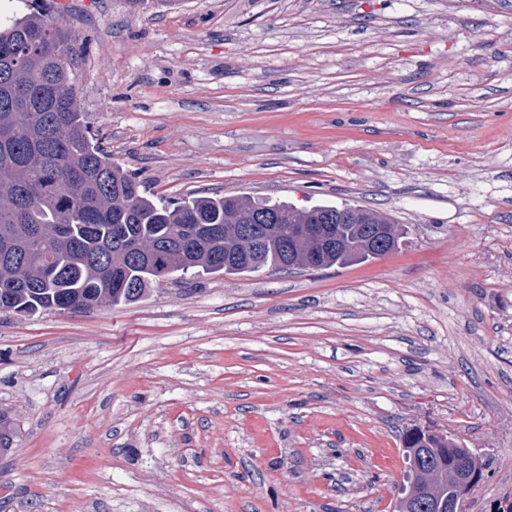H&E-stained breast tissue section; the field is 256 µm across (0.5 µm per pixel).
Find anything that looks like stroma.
Listing matches in <instances>:
<instances>
[{
	"mask_svg": "<svg viewBox=\"0 0 512 512\" xmlns=\"http://www.w3.org/2000/svg\"><path fill=\"white\" fill-rule=\"evenodd\" d=\"M93 139L172 202L388 214L362 264L0 311V512H391L401 434L512 503V0H47Z\"/></svg>",
	"mask_w": 512,
	"mask_h": 512,
	"instance_id": "stroma-1",
	"label": "stroma"
}]
</instances>
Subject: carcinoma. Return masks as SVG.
<instances>
[{"instance_id": "obj_1", "label": "carcinoma", "mask_w": 512, "mask_h": 512, "mask_svg": "<svg viewBox=\"0 0 512 512\" xmlns=\"http://www.w3.org/2000/svg\"><path fill=\"white\" fill-rule=\"evenodd\" d=\"M77 42L39 6L0 19V309L30 313L126 305L176 272L245 276L283 270L310 247H293L276 234L290 224L352 213L346 244L319 251L327 267L363 263L394 251L402 229L364 208L320 205L299 209L239 195L172 203L142 185L88 135L71 62ZM281 214L283 224L253 216ZM388 225L385 246L368 242L364 227ZM408 459L393 512H416L411 489L441 472L426 448L473 455L450 435L413 428L403 435Z\"/></svg>"}]
</instances>
